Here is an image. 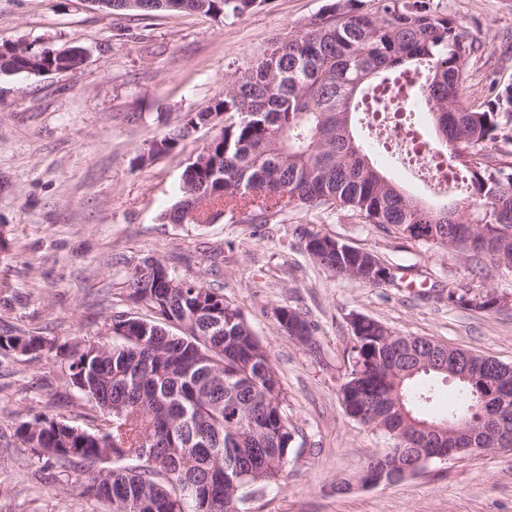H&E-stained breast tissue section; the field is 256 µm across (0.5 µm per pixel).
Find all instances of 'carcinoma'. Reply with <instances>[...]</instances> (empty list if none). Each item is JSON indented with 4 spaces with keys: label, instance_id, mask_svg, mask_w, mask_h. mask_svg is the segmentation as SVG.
Returning <instances> with one entry per match:
<instances>
[{
    "label": "carcinoma",
    "instance_id": "carcinoma-1",
    "mask_svg": "<svg viewBox=\"0 0 512 512\" xmlns=\"http://www.w3.org/2000/svg\"><path fill=\"white\" fill-rule=\"evenodd\" d=\"M267 0H153L137 8L231 19ZM482 44L431 0H336L314 23L271 41L249 66L236 70L224 92L152 143L145 164L170 154L199 128L224 125L204 154L185 167L182 196L164 219L207 224L228 212L277 216L299 204L343 208L369 224L427 246L456 248L472 272L512 273V82L489 76V97L463 103L470 63ZM80 47L18 48L0 41L1 73L69 72ZM425 106L437 137L468 164L453 172L459 197L421 207L389 185L371 159L357 124L360 106L389 121ZM500 152L493 162L490 150ZM315 263L377 288L401 281V268L371 251L318 232L303 237ZM129 297L150 312H117L105 335L69 351L61 371L100 414L95 430L47 413L22 420L17 437L47 466L88 471L85 489L112 512H248L251 497L277 483L288 467L296 430L288 420L280 377L242 309L218 288L176 276L162 263L129 273ZM448 305L497 313V295L448 280ZM288 335L303 345L314 326L285 307L276 311ZM351 368L340 386L346 415L381 431L387 451L404 456L417 474L422 458L445 447L420 424H452L492 448L512 442V367L468 353L486 373L485 402L453 381L443 411L435 369L418 362L411 337L366 319L353 329ZM40 336H0V351L28 355L46 349ZM154 451L152 466L140 461ZM253 470L250 484L229 491L224 456ZM388 477L386 462L370 459L360 481Z\"/></svg>",
    "mask_w": 512,
    "mask_h": 512
}]
</instances>
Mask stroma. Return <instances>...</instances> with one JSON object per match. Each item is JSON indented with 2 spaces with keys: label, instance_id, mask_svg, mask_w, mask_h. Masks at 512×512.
Instances as JSON below:
<instances>
[{
  "label": "stroma",
  "instance_id": "1",
  "mask_svg": "<svg viewBox=\"0 0 512 512\" xmlns=\"http://www.w3.org/2000/svg\"><path fill=\"white\" fill-rule=\"evenodd\" d=\"M330 2L267 0L223 22L182 12L111 13L95 0H0V40L85 52L73 73H0V334L59 346L96 338L107 317L137 310L127 298L129 271L160 260L237 304L281 378L296 440L284 478L252 500L251 512H512V448L436 460L393 485L334 490L388 446L342 406L352 315L512 365V309L453 308L441 292L455 277L512 298V275L476 276L452 249L427 248L321 207L301 205L266 222L238 212L210 224L168 223L162 215L211 128L153 163H135L155 137L220 95L235 69L273 38L318 20ZM433 4L484 44L488 68L512 81V0ZM374 160L414 198L447 203L414 186L402 157L382 152ZM309 231L402 267L406 284L372 288L334 276L305 252L301 236ZM282 307L314 322L312 345L279 325ZM60 365L51 351L0 353V512H104L15 436L21 419L40 412L96 427L94 407Z\"/></svg>",
  "mask_w": 512,
  "mask_h": 512
}]
</instances>
